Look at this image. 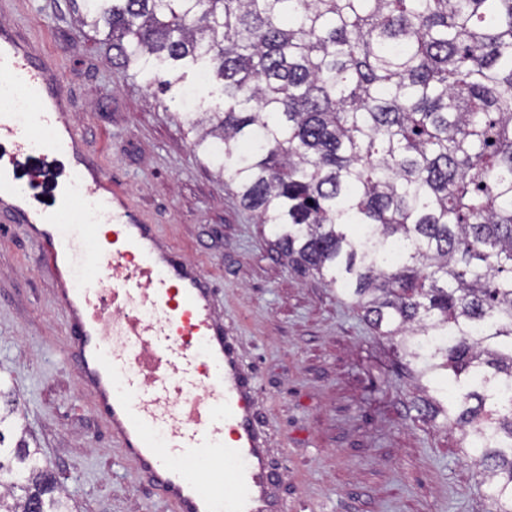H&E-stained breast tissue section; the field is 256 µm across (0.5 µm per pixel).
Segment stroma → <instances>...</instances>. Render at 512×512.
Segmentation results:
<instances>
[{
    "mask_svg": "<svg viewBox=\"0 0 512 512\" xmlns=\"http://www.w3.org/2000/svg\"><path fill=\"white\" fill-rule=\"evenodd\" d=\"M25 22L60 53L75 119L128 197L215 288L224 326L256 377L255 399L288 512H490L457 433L418 421L405 359L351 301L294 274L208 157L184 108L142 75L112 70L78 35L71 0H21ZM37 246L0 223V375L19 424L72 499L73 512H172L136 476L60 351L65 316Z\"/></svg>",
    "mask_w": 512,
    "mask_h": 512,
    "instance_id": "obj_1",
    "label": "stroma"
}]
</instances>
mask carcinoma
<instances>
[{
    "mask_svg": "<svg viewBox=\"0 0 512 512\" xmlns=\"http://www.w3.org/2000/svg\"><path fill=\"white\" fill-rule=\"evenodd\" d=\"M186 113L288 263L409 362L512 512V0H72ZM0 512H71L0 380Z\"/></svg>",
    "mask_w": 512,
    "mask_h": 512,
    "instance_id": "1",
    "label": "carcinoma"
}]
</instances>
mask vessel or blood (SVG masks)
<instances>
[{"instance_id": "b4317fda", "label": "vessel or blood", "mask_w": 512, "mask_h": 512, "mask_svg": "<svg viewBox=\"0 0 512 512\" xmlns=\"http://www.w3.org/2000/svg\"><path fill=\"white\" fill-rule=\"evenodd\" d=\"M0 98L38 115L24 125L0 114V222L52 268L66 360L124 459L175 512H284L253 377L210 281L129 202L84 132L63 124L76 108L63 72L20 25H0ZM83 208L89 223H73ZM83 266L114 283L75 287ZM199 463L211 481L195 476Z\"/></svg>"}]
</instances>
